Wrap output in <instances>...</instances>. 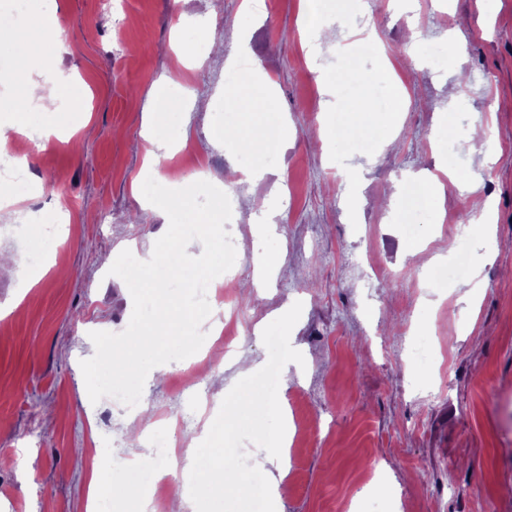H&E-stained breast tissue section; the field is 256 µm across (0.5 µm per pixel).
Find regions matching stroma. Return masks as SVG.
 I'll return each mask as SVG.
<instances>
[{
  "label": "stroma",
  "instance_id": "obj_1",
  "mask_svg": "<svg viewBox=\"0 0 512 512\" xmlns=\"http://www.w3.org/2000/svg\"><path fill=\"white\" fill-rule=\"evenodd\" d=\"M56 2L55 36L37 50L53 72V96L33 108L31 129L52 123L60 107L72 119L43 146L29 145V196L14 223L0 224V247L20 252L32 225L60 212L71 221L31 290L24 265L0 268V455L8 459L0 512H87L92 473L108 477L131 454V408L111 397L91 402L80 362L95 352L90 332H122L133 311L105 258L122 241L147 250L168 229L132 190L149 180L147 94L169 76L208 102L205 110L177 103L173 119L189 127L186 149L209 182L224 187L237 159L229 140L213 135L236 125L224 109L225 54L242 34L288 115V143L276 148L273 175L233 189L246 210L280 211L271 235L252 237L242 220L230 230L246 245L223 288L225 316L245 312L236 355L267 361L256 326L303 304L290 343L304 362L280 376L288 459L245 446L279 487L276 512H512V0H322L328 20L376 25L357 74L324 55L340 78L339 99L365 88L380 109L393 108L375 69L381 53L406 87L398 132L368 129L371 151L342 139L317 145L324 118L337 124L342 115L324 113L300 0H264L255 18L243 0H118L121 26L102 0ZM195 19L224 51L198 46L202 64L189 70L174 44ZM476 121L485 132L479 153L466 138ZM392 135L398 148L387 145ZM458 172L474 185L450 183ZM434 179L445 185L442 210L412 206L410 189ZM488 204L494 227L483 234L474 219ZM436 251L463 252L467 270L480 271L475 311L462 299L466 278L423 286V262ZM265 252L281 259L260 277L254 259ZM422 346L432 360L413 359ZM239 378L231 362L195 375L168 362L149 372L141 403L151 416L184 418L185 428L167 434L168 448L180 449L211 426L220 384Z\"/></svg>",
  "mask_w": 512,
  "mask_h": 512
}]
</instances>
